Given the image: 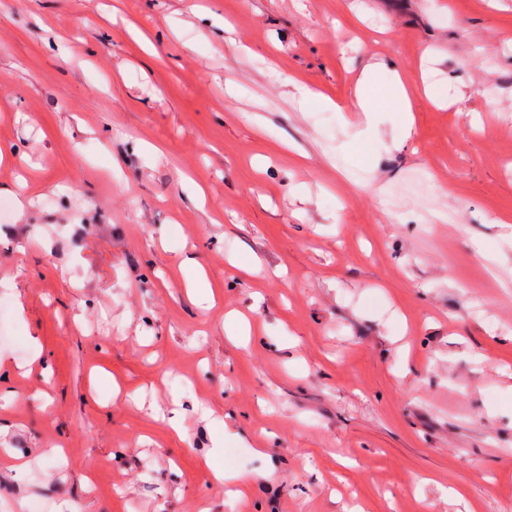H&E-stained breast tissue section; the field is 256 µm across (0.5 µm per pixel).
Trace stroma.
I'll use <instances>...</instances> for the list:
<instances>
[{"label": "stroma", "instance_id": "obj_1", "mask_svg": "<svg viewBox=\"0 0 512 512\" xmlns=\"http://www.w3.org/2000/svg\"><path fill=\"white\" fill-rule=\"evenodd\" d=\"M0 203V512H512V0H0ZM361 83L366 89L358 93L357 104L351 111L363 112L368 123L377 112H394L400 115L401 127L406 136H411L414 131L411 80L398 71L393 72L390 90L386 93L372 88L369 79L364 78Z\"/></svg>", "mask_w": 512, "mask_h": 512}]
</instances>
